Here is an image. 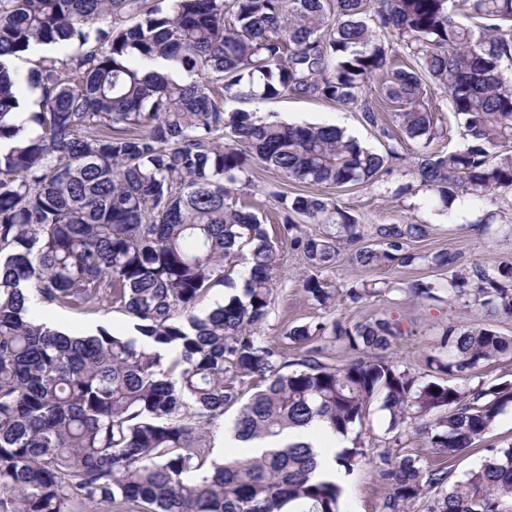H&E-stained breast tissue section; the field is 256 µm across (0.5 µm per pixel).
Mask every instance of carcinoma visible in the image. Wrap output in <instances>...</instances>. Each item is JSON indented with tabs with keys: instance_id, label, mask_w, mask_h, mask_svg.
<instances>
[{
	"instance_id": "cac0c4a2",
	"label": "carcinoma",
	"mask_w": 512,
	"mask_h": 512,
	"mask_svg": "<svg viewBox=\"0 0 512 512\" xmlns=\"http://www.w3.org/2000/svg\"><path fill=\"white\" fill-rule=\"evenodd\" d=\"M481 21L455 20L456 2ZM85 47L69 52L73 44ZM40 54L22 77L15 60ZM512 0H0V512H91L130 503L145 512H339L342 487L319 479L309 445L283 444L313 419L342 435L375 402L391 427L415 431L451 458L483 441L512 406V381L471 383L484 364L512 359V336L490 323L448 324L447 358L430 355L422 381L384 354L399 333L387 319L299 325L306 347L289 369L280 347L255 335L270 312L275 243L258 218L228 202L259 162L325 189L371 183L398 158L362 146L335 125L258 123L225 109L284 94L351 108L380 80L365 119L382 105L424 151L415 179L444 207L512 192ZM443 88L465 144L430 150L441 135L425 81ZM40 91L25 140L16 109ZM283 232L313 273L301 288L325 305L328 272L349 252L360 268L414 266L409 243L426 224L362 225L325 193L275 194ZM318 225L298 230L296 219ZM249 248L244 296L204 315V294L224 283V261ZM448 280L413 293L512 317V262L467 263L440 250ZM86 311L116 304L136 336L52 329L29 300ZM359 356L336 367L317 338ZM172 348L166 359L160 350ZM265 382L246 402L238 382ZM456 383H449V379ZM239 406L234 437L266 448L207 462L215 419ZM346 472L370 463L345 449ZM391 486L385 512L445 483L410 455H379ZM428 512H512V442L443 489Z\"/></svg>"
}]
</instances>
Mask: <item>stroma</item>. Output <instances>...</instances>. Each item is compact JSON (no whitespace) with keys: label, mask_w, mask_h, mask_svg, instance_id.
<instances>
[{"label":"stroma","mask_w":512,"mask_h":512,"mask_svg":"<svg viewBox=\"0 0 512 512\" xmlns=\"http://www.w3.org/2000/svg\"><path fill=\"white\" fill-rule=\"evenodd\" d=\"M427 98L436 111L441 135L432 148L450 151L463 142L458 126L443 90L434 84L427 87ZM251 112L263 121L278 120L295 124H333L348 130L364 146L377 152L396 148L399 157L390 169L381 173L375 183L329 190L328 196L355 216L364 227L374 224H426L430 234L414 243L413 249L429 254L442 249H458L466 262H492L512 259V236L500 232L499 227L512 222V194L504 193L490 201H475L469 206V217L457 218L455 212L444 208L438 196L416 182L412 175L413 165L421 148L418 142L406 136L390 140L382 133L383 127L391 126V112H383L381 126L365 122L361 109H342L336 104L306 96L282 95L251 105ZM302 184L284 173L254 166L252 183L238 187L231 194L232 201L246 206L255 213L268 235L275 242L278 255L273 274L272 304L270 313L260 328L263 339L279 344L286 361L300 360L303 346L289 341V328L339 322L349 326L371 318L382 317L398 323L401 333L393 340L389 356L399 364L412 368L416 374L427 372L425 359L437 353L440 337L448 323L483 321L481 311L447 301H429L416 297L410 285L415 280L441 282L446 272L427 264L401 267L395 264L371 269H359L349 264L347 257H339L332 274L339 293L331 303L318 304L305 297L299 287L308 275L302 255L293 249L281 232V221L274 205L277 192L298 193ZM493 212L496 225L481 231L472 228V219L486 212ZM372 281L388 283L389 291L376 297L353 301L349 296L351 286ZM52 319L62 320L70 330H93L104 325L124 331L131 330L128 315L115 306H102L85 312L67 308H53ZM362 451L371 461L382 452L393 455L408 454L421 459L424 469H444L449 481L462 480L470 469L477 466L483 456V445H503L512 442V407L497 419L495 426L484 439L483 445L469 448L457 456L445 459L430 448L426 440L416 434L413 424L391 427L386 412L372 406L363 424L351 431ZM390 492L378 469L369 465L348 474L340 512H383Z\"/></svg>","instance_id":"obj_1"}]
</instances>
